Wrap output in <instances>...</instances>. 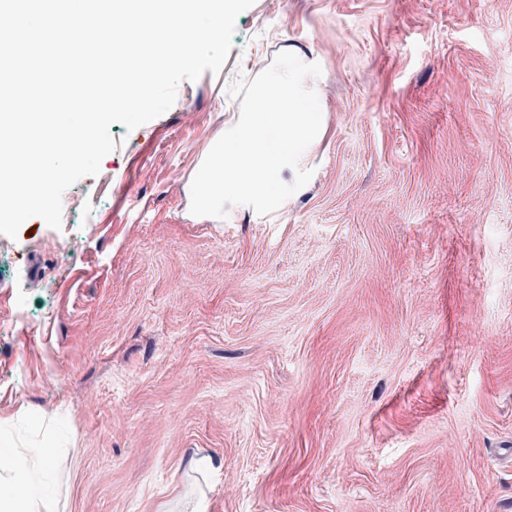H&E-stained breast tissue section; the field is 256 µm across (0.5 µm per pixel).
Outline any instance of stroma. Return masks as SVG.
Wrapping results in <instances>:
<instances>
[{
  "instance_id": "1",
  "label": "stroma",
  "mask_w": 512,
  "mask_h": 512,
  "mask_svg": "<svg viewBox=\"0 0 512 512\" xmlns=\"http://www.w3.org/2000/svg\"><path fill=\"white\" fill-rule=\"evenodd\" d=\"M291 45L324 65L311 180L193 215L230 85ZM110 133L80 211L0 235V415L58 512H512V0H255Z\"/></svg>"
}]
</instances>
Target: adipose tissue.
Listing matches in <instances>:
<instances>
[{"instance_id": "ef3b65f1", "label": "adipose tissue", "mask_w": 512, "mask_h": 512, "mask_svg": "<svg viewBox=\"0 0 512 512\" xmlns=\"http://www.w3.org/2000/svg\"><path fill=\"white\" fill-rule=\"evenodd\" d=\"M43 449L24 443L0 448V512H57V502L39 489V474L53 470Z\"/></svg>"}]
</instances>
